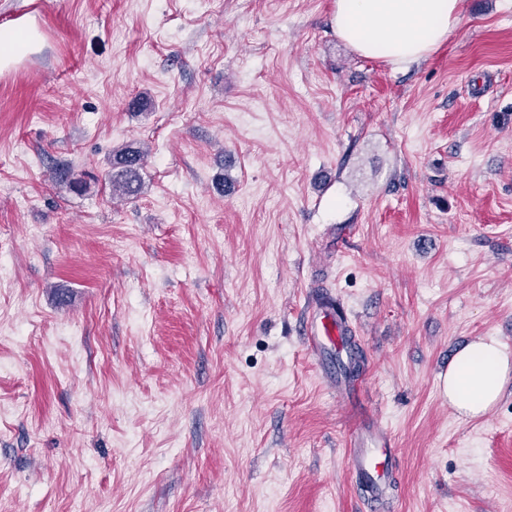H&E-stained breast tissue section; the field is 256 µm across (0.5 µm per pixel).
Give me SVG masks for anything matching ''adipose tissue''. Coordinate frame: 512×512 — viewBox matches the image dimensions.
Instances as JSON below:
<instances>
[{"instance_id": "ef3b65f1", "label": "adipose tissue", "mask_w": 512, "mask_h": 512, "mask_svg": "<svg viewBox=\"0 0 512 512\" xmlns=\"http://www.w3.org/2000/svg\"><path fill=\"white\" fill-rule=\"evenodd\" d=\"M464 0H336L334 30L358 53L407 67L447 38ZM39 35L24 25H0V71L30 53ZM512 379V348L494 337L460 349L441 387L459 415L476 419L501 399Z\"/></svg>"}]
</instances>
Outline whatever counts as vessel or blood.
Here are the masks:
<instances>
[{"instance_id": "vessel-or-blood-1", "label": "vessel or blood", "mask_w": 512, "mask_h": 512, "mask_svg": "<svg viewBox=\"0 0 512 512\" xmlns=\"http://www.w3.org/2000/svg\"><path fill=\"white\" fill-rule=\"evenodd\" d=\"M346 329V324L333 309H318L307 324L305 343L317 356L332 347L339 357L353 358L356 347ZM391 455L390 435L379 427L372 430L368 441L352 442L348 450V468L370 512H384Z\"/></svg>"}]
</instances>
